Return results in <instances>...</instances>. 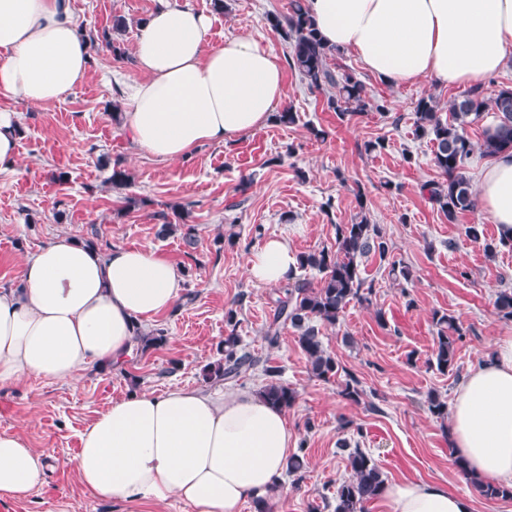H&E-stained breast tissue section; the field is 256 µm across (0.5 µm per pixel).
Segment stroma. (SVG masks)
I'll return each mask as SVG.
<instances>
[{
  "instance_id": "1",
  "label": "stroma",
  "mask_w": 512,
  "mask_h": 512,
  "mask_svg": "<svg viewBox=\"0 0 512 512\" xmlns=\"http://www.w3.org/2000/svg\"><path fill=\"white\" fill-rule=\"evenodd\" d=\"M211 18L212 43L251 33L265 36L278 55L287 45L268 23L283 16L291 0H187ZM155 0H72L83 31H110L126 50L113 55L97 46L85 78L65 98L32 106L0 97V109L18 113L23 133L17 163L0 172V288L17 284L27 254L48 240L67 236L114 245L151 246L185 271L183 288L167 313L144 324L163 333L162 345L132 352L115 368L95 369L71 384L36 376L0 387V432L8 431L42 449L49 465L41 484L20 496H0V512H187L178 499L130 506L84 489L70 462L80 435L114 400L132 393H161L174 387L203 388V367L219 358L226 331L224 312H238L236 333L257 359L224 389L264 386V369L297 393L288 408V427L302 443L304 469L285 478V490L266 512H334L336 487L349 476L347 448H359L378 463L386 483L418 480L471 497L473 512H512V499L480 495L454 463L450 421L433 415L427 396L453 401L461 375L491 354L496 336L512 332V319L494 308L497 293L512 289V251L485 253L466 234L482 225L486 238L497 230L477 210L448 223L421 187L440 181L433 146L415 135V101L436 98L449 119L448 102L458 92L425 79L394 88L369 73L349 52L334 53L330 66H343L366 86L374 107L345 117L326 106V92L309 90L286 70L280 111H293V124L274 121L228 143L206 144L179 161L162 162L132 144L112 118L119 96L115 75L136 76L132 51L139 27ZM124 19L125 30L113 28ZM323 130L315 138L313 129ZM383 141L368 153L367 142ZM120 160L130 177L126 188L106 182L103 159ZM366 213L389 245L386 258L361 260L374 284L368 302L351 303L337 325L320 329L340 372L315 377L291 326L279 344L265 339L284 286L251 283L244 266L251 252L273 236L287 237L297 253L333 247L335 227ZM201 227L194 245L162 237L163 221L179 219ZM408 267L412 279L390 273ZM458 316L466 338L457 351L458 373L431 368L434 312ZM362 389L359 402L341 390L347 377Z\"/></svg>"
}]
</instances>
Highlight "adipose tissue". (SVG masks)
I'll use <instances>...</instances> for the list:
<instances>
[{
  "instance_id": "1",
  "label": "adipose tissue",
  "mask_w": 512,
  "mask_h": 512,
  "mask_svg": "<svg viewBox=\"0 0 512 512\" xmlns=\"http://www.w3.org/2000/svg\"><path fill=\"white\" fill-rule=\"evenodd\" d=\"M323 42L349 51L382 82L428 78L448 88L480 84L512 60V0H305ZM208 17L155 0L135 45L143 79L122 80L119 119L154 159L184 158L265 127L284 96L280 57L250 34L212 44ZM94 54L71 0H0V96L34 106L64 98ZM477 203L512 240V150L482 167ZM297 254L273 237L246 261L260 286L288 283ZM20 285L0 288V387L25 376L70 383L122 363L144 321L177 300L183 271L153 247H87L54 238L26 256ZM451 438L473 476L512 486V333L455 390ZM294 436L283 410L257 391L188 389L118 399L83 431L71 463L101 498L131 504L178 498L189 512H240L272 500ZM43 451L0 432V493L42 481ZM391 512H472L470 498L404 481L387 489Z\"/></svg>"
}]
</instances>
